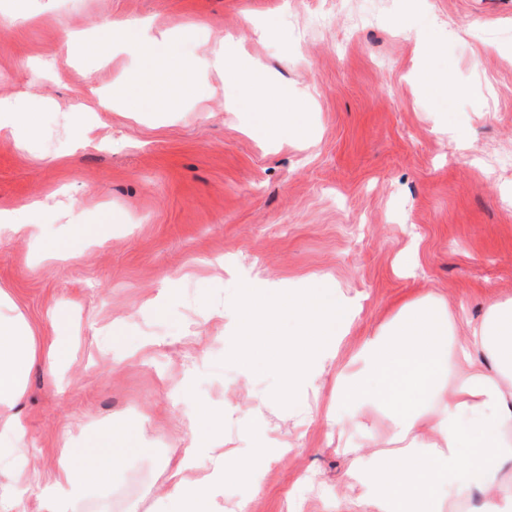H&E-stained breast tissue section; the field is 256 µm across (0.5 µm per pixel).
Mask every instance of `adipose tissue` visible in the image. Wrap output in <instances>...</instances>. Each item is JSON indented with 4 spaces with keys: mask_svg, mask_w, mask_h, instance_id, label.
Here are the masks:
<instances>
[{
    "mask_svg": "<svg viewBox=\"0 0 512 512\" xmlns=\"http://www.w3.org/2000/svg\"><path fill=\"white\" fill-rule=\"evenodd\" d=\"M182 34L147 38L142 22L103 20L95 44L101 53L138 47L181 79L183 93L196 92L194 73L217 72L237 85L247 75L229 53L223 35L193 60L181 52ZM37 358L36 339L20 321H0V406L17 402ZM356 426H371L385 413L395 444L377 474L354 467L348 481L372 484L369 512H460L461 502L481 492L473 512H512V300L492 301L481 321L467 322L447 301L429 293L400 309L387 325L368 336L356 354V367L336 381ZM183 457L168 469L159 496L167 512H202L212 485L225 477L258 476L269 460L266 449L247 456L215 457L213 448L189 422ZM25 428L21 421L0 425V461L14 464L17 480L28 481ZM131 445L123 424L81 450L64 448L51 476L38 482L44 512H75L86 494L85 464L100 483L117 473L112 444ZM213 460L209 474L191 484L188 471ZM455 489L444 497L443 489Z\"/></svg>",
    "mask_w": 512,
    "mask_h": 512,
    "instance_id": "ef3b65f1",
    "label": "adipose tissue"
}]
</instances>
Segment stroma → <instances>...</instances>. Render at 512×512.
<instances>
[{
    "label": "stroma",
    "instance_id": "1",
    "mask_svg": "<svg viewBox=\"0 0 512 512\" xmlns=\"http://www.w3.org/2000/svg\"><path fill=\"white\" fill-rule=\"evenodd\" d=\"M152 32L197 31L187 55L224 33L236 56L307 114L310 135L274 143L251 133L259 94L214 74L204 99L177 76L145 81L151 112H103L76 147L73 107L148 63L134 51L59 52L61 34L92 41L103 19ZM0 95L41 104L36 133L0 135V208L50 201L39 237L0 236V318H23L71 358L29 371L0 424L25 425L31 467L48 477L62 447L82 448L134 421L135 449L109 487L108 512H153L164 462L197 413L223 419L205 435L217 453L275 449L260 484L219 485L210 512H338L349 447L384 456L373 430L330 423L346 413L336 378L364 338L402 303L433 292L480 320L512 299V0H0ZM91 243L47 257L75 225ZM324 275L357 299L358 317L295 405L274 380L226 363L239 283ZM124 331L112 342L111 323ZM0 462V512H43L37 489L15 495Z\"/></svg>",
    "mask_w": 512,
    "mask_h": 512
}]
</instances>
